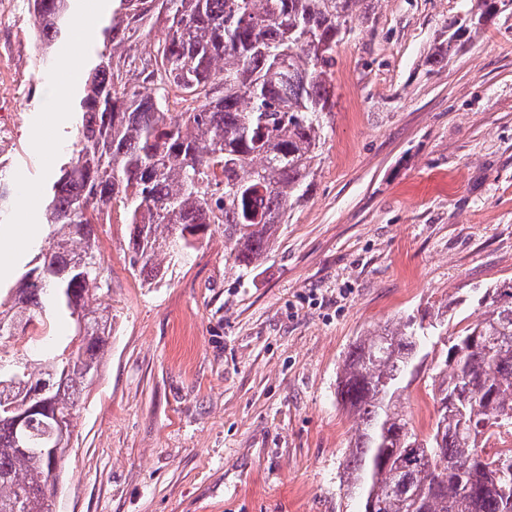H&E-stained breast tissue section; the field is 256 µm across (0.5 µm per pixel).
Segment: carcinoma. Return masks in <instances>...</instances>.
I'll list each match as a JSON object with an SVG mask.
<instances>
[{
	"instance_id": "1",
	"label": "carcinoma",
	"mask_w": 512,
	"mask_h": 512,
	"mask_svg": "<svg viewBox=\"0 0 512 512\" xmlns=\"http://www.w3.org/2000/svg\"><path fill=\"white\" fill-rule=\"evenodd\" d=\"M364 0H112L84 87L75 92L76 150L43 200L49 245L0 291V345L32 321L52 334L66 316L74 336L0 373V512H51L58 462L16 447L10 413L45 401L33 442L74 427L91 365L109 351L112 305L103 283L96 213L129 226L139 275L161 282L163 259L186 256L213 224L232 266L248 271L278 242L305 201L335 102L336 47L353 33ZM474 0L448 17L427 58L440 71L461 42L499 14ZM46 47L69 41L72 0H29ZM164 38L150 41L157 26ZM479 318L451 339L441 314L411 316L359 337L340 371L337 396L357 417L343 460L361 512H512V476L483 448L512 426V279L486 289ZM28 336V335H26ZM442 344L433 368L435 422L421 436L402 396L423 362L427 337ZM36 341L35 336H28ZM45 393H40V390ZM448 460L447 472L431 461Z\"/></svg>"
}]
</instances>
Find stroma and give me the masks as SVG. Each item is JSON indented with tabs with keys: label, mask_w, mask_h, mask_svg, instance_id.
I'll use <instances>...</instances> for the list:
<instances>
[{
	"label": "stroma",
	"mask_w": 512,
	"mask_h": 512,
	"mask_svg": "<svg viewBox=\"0 0 512 512\" xmlns=\"http://www.w3.org/2000/svg\"><path fill=\"white\" fill-rule=\"evenodd\" d=\"M469 0H370L336 49L335 107L308 199L272 254L242 273L211 227L163 282L131 267L125 224L97 227L112 298L111 347L75 420L60 512H358L341 462L356 427L336 398L358 336L405 315L476 320L475 291L512 279V12L438 72L426 58ZM0 155L44 192L76 125L50 121L65 57L41 63L26 0L0 18ZM433 358L403 397L434 418Z\"/></svg>",
	"instance_id": "stroma-1"
}]
</instances>
